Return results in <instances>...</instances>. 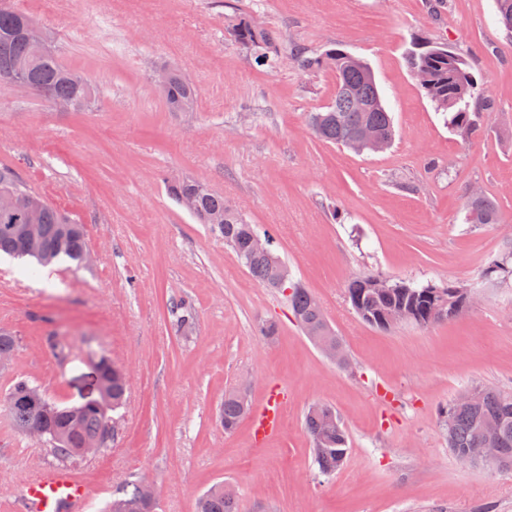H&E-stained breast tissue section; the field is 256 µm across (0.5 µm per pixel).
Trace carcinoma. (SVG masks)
<instances>
[{
  "mask_svg": "<svg viewBox=\"0 0 512 512\" xmlns=\"http://www.w3.org/2000/svg\"><path fill=\"white\" fill-rule=\"evenodd\" d=\"M496 19L512 32V0H495ZM34 24L26 14L0 7V82L27 83V89L42 97L51 107L62 104L72 112H84L95 101L96 91L81 73L64 67L52 49V31L39 27V37L30 34ZM233 37L240 49L252 54L260 62H273L282 54L279 34L271 28L259 26L252 16L236 18L232 25ZM291 59L304 71L328 66L336 72V93L324 111L311 112L307 123L319 140L344 146L354 152L368 150L356 139L363 127H372L391 143L395 137L393 122L383 103L375 76L367 63L343 49L332 48L322 57H307L302 51L290 52ZM408 65L426 96L436 110L446 114L448 126L463 136L477 132L470 102L484 96L477 80L470 72L466 57L444 45L413 42L407 56ZM168 81L162 92L169 111L193 112L197 106L195 86L181 70L163 65ZM168 194L178 204L193 202L192 214L201 224H212L224 244L235 253L240 264L256 281L268 288L278 287L287 266L273 250H262L255 245L254 225L247 223L237 212L224 204V196L204 184L181 178L167 182ZM9 194L14 200L8 212L0 210V252L17 258H27L46 267L66 258L81 266L89 252L83 225L58 211L42 196L33 191L14 170L0 168V197ZM40 208V223L44 224L42 240L33 245L22 229L31 205ZM468 224H497L498 213L494 203L484 195H469L464 206ZM490 280L506 281L512 278V247L492 261L485 270ZM288 306L306 335L318 343L335 338L317 299L297 282H290ZM469 289L459 283L414 284L389 280L376 273H365L351 279L346 288L348 303L366 324L387 330L397 322L394 316L403 315L405 321L420 326L451 322L468 309ZM447 315L438 316V308ZM176 329L187 332L193 322L192 313L183 303L170 307ZM109 386L105 411L82 406H61L47 397L35 398L31 381L18 377L9 388L4 404L16 430L25 435L38 428L44 432V442L52 456L61 461L79 458L77 448L87 438L106 433L111 413L123 404L126 382L122 375L104 369ZM468 397L454 400L445 414L448 421V448L455 456L473 453L480 448L496 449L498 469H512V392L488 386H476L466 391ZM249 405L240 394L224 396L220 422L224 432L234 431L246 416ZM305 427L313 442V457L323 474L340 469L348 454L345 426L336 410L329 405L311 406L305 415ZM143 481L125 483L112 494L106 512L122 505L128 512H156L142 502ZM197 512H239L237 499L224 493V484L211 486L200 498Z\"/></svg>",
  "mask_w": 512,
  "mask_h": 512,
  "instance_id": "1",
  "label": "carcinoma"
}]
</instances>
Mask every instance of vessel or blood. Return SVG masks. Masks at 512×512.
<instances>
[{
	"mask_svg": "<svg viewBox=\"0 0 512 512\" xmlns=\"http://www.w3.org/2000/svg\"><path fill=\"white\" fill-rule=\"evenodd\" d=\"M279 398L262 409L255 433L264 437L275 432L281 422ZM88 485L64 468L44 469L27 478L13 497L12 512H87Z\"/></svg>",
	"mask_w": 512,
	"mask_h": 512,
	"instance_id": "1",
	"label": "vessel or blood"
}]
</instances>
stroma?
Segmentation results:
<instances>
[{
  "label": "stroma",
  "instance_id": "obj_1",
  "mask_svg": "<svg viewBox=\"0 0 512 512\" xmlns=\"http://www.w3.org/2000/svg\"><path fill=\"white\" fill-rule=\"evenodd\" d=\"M4 2L53 29L60 61L96 90L91 110L69 112L0 83V166L79 220L92 253L82 267L51 265L43 287L31 262L0 257V331L17 339L0 396L22 376L54 402L82 404L103 356L128 383L114 439L70 465L94 491L89 512L137 479L161 484L158 512H197L220 482L241 512H512V470L460 465L441 416L473 386L512 392V283L485 276L512 244V34L494 0H241L288 46H336L368 63L396 135L365 154L318 140L306 123L331 105L335 73L259 63L236 46L233 11L216 0H55L49 11ZM416 36L457 48L486 87L492 109L474 136L450 130L411 73ZM166 63L196 85V111L168 110L152 79ZM182 176L273 235L346 363L323 355L284 292L257 283L168 195L166 180ZM475 189L499 223H465ZM368 271L459 281L476 303L449 323L382 331L346 300L348 281ZM180 301L194 313L186 333L170 314ZM265 320L276 336L260 335ZM243 384L251 407L274 391L285 398L278 432L259 443L251 418L231 433L218 420L225 393ZM316 404L334 407L349 436L330 475L304 428ZM57 464L0 404V512L20 480Z\"/></svg>",
  "mask_w": 512,
  "mask_h": 512
}]
</instances>
